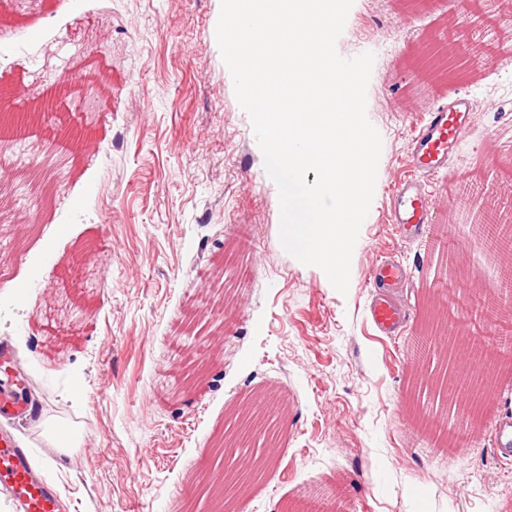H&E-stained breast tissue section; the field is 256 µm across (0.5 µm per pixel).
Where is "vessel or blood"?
<instances>
[{
  "label": "vessel or blood",
  "mask_w": 512,
  "mask_h": 512,
  "mask_svg": "<svg viewBox=\"0 0 512 512\" xmlns=\"http://www.w3.org/2000/svg\"><path fill=\"white\" fill-rule=\"evenodd\" d=\"M473 104L467 94L456 90L438 99L428 119L417 127L411 137L406 171L395 179L389 190V221L393 224L422 228L429 223L431 199L426 180L448 168L469 132L466 113ZM401 277L399 266L384 257L372 268L373 287L395 285ZM370 321L375 330L391 336L407 324V314L389 297L378 296L370 306ZM494 453L497 458H512V415L500 421ZM0 490L15 503L18 512H58L59 504L53 488L36 470L28 448L18 445L7 434H0Z\"/></svg>",
  "instance_id": "vessel-or-blood-1"
}]
</instances>
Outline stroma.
<instances>
[{
	"label": "stroma",
	"mask_w": 512,
	"mask_h": 512,
	"mask_svg": "<svg viewBox=\"0 0 512 512\" xmlns=\"http://www.w3.org/2000/svg\"><path fill=\"white\" fill-rule=\"evenodd\" d=\"M221 0H17L0 11V88L52 110L22 129L56 164L58 195L28 224H0V395L23 390L36 416L10 424L34 448L62 512H173L208 496L193 478L221 467L212 449L239 407L274 403L264 423L274 473L241 512H313L336 486L350 512H512V463L491 448L512 411V373L491 378L481 424L465 433L455 406L415 363L428 306L484 341L502 327L490 298L497 249L469 227L471 205L505 201L512 184V55L497 41L512 16L473 0H354L338 54L374 56L366 115L382 152L374 196L354 246L347 293L280 241L278 189L264 169L216 40ZM483 31L471 127L447 173L430 181L433 221L399 237L388 192L416 125L446 82L420 84L422 48ZM92 62L112 75L106 105H69L61 77L82 83ZM98 122L95 147L74 155L72 127ZM480 174L473 182L472 174ZM390 254L410 313L399 335L367 321L372 266ZM81 394H73L74 381ZM77 425L81 448L64 465L40 418Z\"/></svg>",
	"instance_id": "stroma-1"
}]
</instances>
